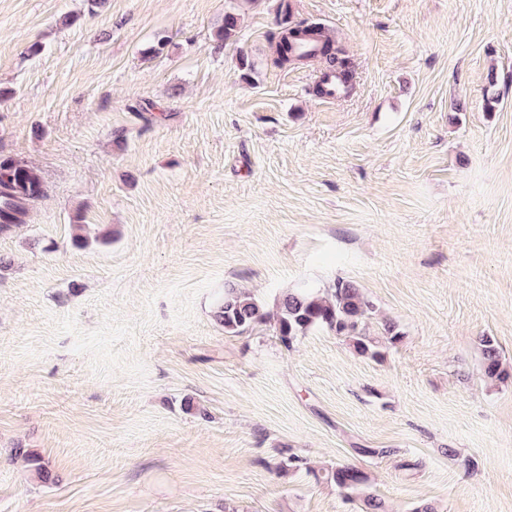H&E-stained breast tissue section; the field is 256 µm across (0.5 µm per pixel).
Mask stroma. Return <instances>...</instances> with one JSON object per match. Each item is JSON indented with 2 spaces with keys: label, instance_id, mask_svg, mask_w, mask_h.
Segmentation results:
<instances>
[{
  "label": "stroma",
  "instance_id": "35a3bbf8",
  "mask_svg": "<svg viewBox=\"0 0 512 512\" xmlns=\"http://www.w3.org/2000/svg\"><path fill=\"white\" fill-rule=\"evenodd\" d=\"M289 3L348 94L271 64L280 0H0V157L47 189L0 232V512H361L283 448L390 512H512L479 345L512 369V0ZM339 279L403 333L384 360L213 315ZM324 478L344 491L356 492L362 506V512H387L383 499L373 494L368 487V477L351 465H337L324 469Z\"/></svg>",
  "mask_w": 512,
  "mask_h": 512
}]
</instances>
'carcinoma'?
I'll list each match as a JSON object with an SVG mask.
<instances>
[{
	"instance_id": "1",
	"label": "carcinoma",
	"mask_w": 512,
	"mask_h": 512,
	"mask_svg": "<svg viewBox=\"0 0 512 512\" xmlns=\"http://www.w3.org/2000/svg\"><path fill=\"white\" fill-rule=\"evenodd\" d=\"M239 17L234 12L224 14V23L216 32L219 42L236 36ZM320 60L326 69L346 76L347 58L341 56L333 42L323 38L316 26H284L276 36L272 63L278 68ZM46 195L45 184L30 166L10 158H0V229L22 223L29 211ZM374 313V305L353 283L336 281L326 292L315 288H298L282 294L276 312L270 313L254 295L235 287L224 289L214 317L232 336L243 334L261 325H270L282 346L289 349L301 336L315 330L331 332L346 338L353 350L373 359L382 357L381 348L394 346L404 335L394 324L384 327L383 336H370L364 328L365 319ZM484 377L490 382H502L511 377L504 366L497 341L492 336L479 340ZM307 467V461L295 454H283L275 463V471L286 475ZM324 478L336 487L357 493L362 512H387L383 499L368 487V477L351 465H338L324 470Z\"/></svg>"
}]
</instances>
